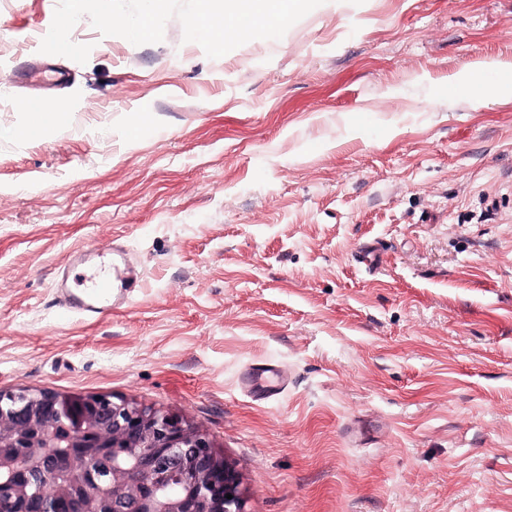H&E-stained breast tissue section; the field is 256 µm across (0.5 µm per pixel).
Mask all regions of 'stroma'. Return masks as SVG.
<instances>
[{"label": "stroma", "instance_id": "35a3bbf8", "mask_svg": "<svg viewBox=\"0 0 512 512\" xmlns=\"http://www.w3.org/2000/svg\"><path fill=\"white\" fill-rule=\"evenodd\" d=\"M58 4L0 0V126L58 114L0 137V390L179 417L247 512H512V0L324 2L216 59L84 16L29 77ZM110 246L138 295L58 320ZM27 105L30 112H38L31 113L29 125L1 130V135L17 139H30L36 136L44 126L53 122L56 118V112H44V101H31ZM32 114H34V116H32Z\"/></svg>", "mask_w": 512, "mask_h": 512}]
</instances>
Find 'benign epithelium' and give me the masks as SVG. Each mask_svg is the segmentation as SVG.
<instances>
[{"label":"benign epithelium","instance_id":"7a95c632","mask_svg":"<svg viewBox=\"0 0 512 512\" xmlns=\"http://www.w3.org/2000/svg\"><path fill=\"white\" fill-rule=\"evenodd\" d=\"M36 474L45 497L31 495ZM173 481L190 493L168 495ZM6 503L29 512H247L236 467L177 417L108 396L1 390L0 508Z\"/></svg>","mask_w":512,"mask_h":512}]
</instances>
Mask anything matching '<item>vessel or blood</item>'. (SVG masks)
<instances>
[{
  "label": "vessel or blood",
  "instance_id": "obj_1",
  "mask_svg": "<svg viewBox=\"0 0 512 512\" xmlns=\"http://www.w3.org/2000/svg\"><path fill=\"white\" fill-rule=\"evenodd\" d=\"M90 258L89 252H73L69 262L58 269L54 293L59 315L94 320L111 312L115 305L128 302L134 297L141 276L139 272L114 256L109 259L113 269L111 277L79 290L71 288L69 280L73 271Z\"/></svg>",
  "mask_w": 512,
  "mask_h": 512
}]
</instances>
